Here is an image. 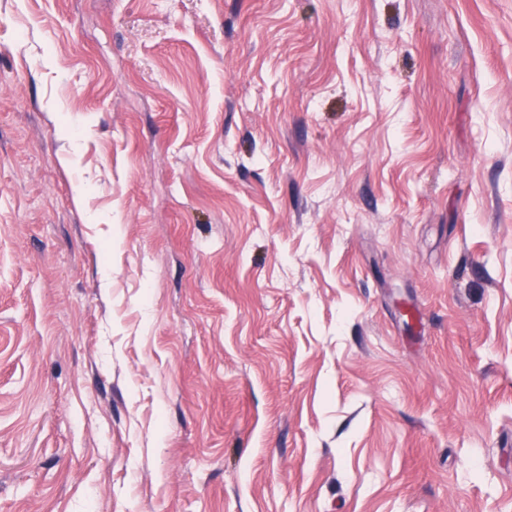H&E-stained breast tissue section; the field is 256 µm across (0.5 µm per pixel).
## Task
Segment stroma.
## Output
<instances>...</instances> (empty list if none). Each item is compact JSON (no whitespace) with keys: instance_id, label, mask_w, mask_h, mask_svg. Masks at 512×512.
I'll return each instance as SVG.
<instances>
[{"instance_id":"stroma-1","label":"stroma","mask_w":512,"mask_h":512,"mask_svg":"<svg viewBox=\"0 0 512 512\" xmlns=\"http://www.w3.org/2000/svg\"><path fill=\"white\" fill-rule=\"evenodd\" d=\"M0 512H512V0H0Z\"/></svg>"}]
</instances>
